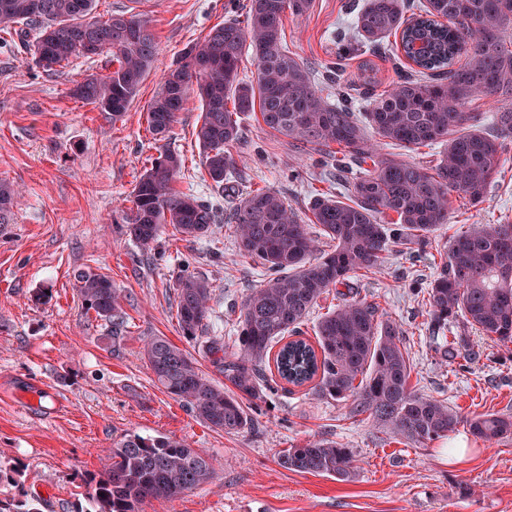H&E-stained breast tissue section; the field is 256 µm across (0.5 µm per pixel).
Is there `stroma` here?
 Wrapping results in <instances>:
<instances>
[{
    "mask_svg": "<svg viewBox=\"0 0 512 512\" xmlns=\"http://www.w3.org/2000/svg\"><path fill=\"white\" fill-rule=\"evenodd\" d=\"M247 3L96 0L98 19L142 13L158 43L134 101L117 119L71 94L88 75L111 72V56L74 58L50 77L35 68L27 44L0 31V183L19 193L12 223L0 224V464L22 471L19 486L5 487V495L37 499L42 512H90L86 477L98 472L122 435L137 433L204 449L216 470L209 482L145 512H512V439L490 444L461 426L415 448L302 387L272 395L255 412L254 429L225 434L155 385L144 358V345L154 336L186 350L212 382L223 384L206 346L212 340L233 345L242 304L264 279L261 267L240 254L230 226L215 225L194 242L167 228L146 252L113 223L161 149L183 160L176 188L226 214L259 188L281 191L302 216L318 194L343 201L350 196L349 181L320 155L298 151L270 132L256 110L235 116L240 177L231 193L217 191L205 172L196 139L202 115L197 96L189 97L165 139L149 132L147 110L163 74L211 27L243 18ZM364 3L315 0L307 16L284 21V44L310 68L323 95L336 93L324 67L342 42L355 40L353 19ZM370 73L381 89L398 80L379 51L349 56L341 82L361 93ZM474 224H512V137L504 142L485 201L474 206L453 199L451 217L434 238L447 246ZM185 261L212 286L207 331L193 341L181 334L172 289ZM81 270L107 274L119 289L127 318L120 340L83 308L76 280ZM435 271L432 255L394 247L378 269L353 284L404 329L414 390L465 415H512V345L452 323L447 338L466 336L480 360L462 368L431 348L420 290ZM317 439L353 450V481L279 465L282 448Z\"/></svg>",
    "mask_w": 512,
    "mask_h": 512,
    "instance_id": "35a3bbf8",
    "label": "stroma"
}]
</instances>
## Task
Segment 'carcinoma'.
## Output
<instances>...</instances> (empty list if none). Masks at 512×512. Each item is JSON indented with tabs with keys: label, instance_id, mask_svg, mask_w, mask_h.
<instances>
[{
	"label": "carcinoma",
	"instance_id": "obj_1",
	"mask_svg": "<svg viewBox=\"0 0 512 512\" xmlns=\"http://www.w3.org/2000/svg\"><path fill=\"white\" fill-rule=\"evenodd\" d=\"M94 5L95 0H0V29L22 23L35 32L32 60L48 75L84 54L86 42L100 40L116 67L86 78L72 94L117 119L152 66L156 37L149 22L135 13L91 19ZM312 7L313 0H249L243 20L212 27L163 75L162 90L147 112L149 128L164 138L194 84L203 104L196 137L218 189L238 173L233 148L240 130L233 115L256 108L272 132L327 156L337 146L339 173L368 160L373 169L353 178L352 203L319 194L307 219L273 189L242 198L225 221L234 225L242 255L261 265L265 279L244 300L234 348L219 343L209 348L229 386L213 383L195 359L163 336L144 347L154 382L184 402L196 419L227 434L251 429L245 403L266 401L281 380L345 403L349 416L366 415L416 448L449 436L460 425L491 443L509 440L511 415L464 416L413 390L403 328L366 299L345 298L324 314L315 326V346L303 338L302 326L322 295L349 286L358 272L378 268L390 247L415 255L427 252L434 231L448 223L452 194L474 205L483 201L498 173L501 139L512 137V42L506 40L512 0H426L409 17L404 0H366L355 20L358 44L379 49L400 35L389 61L396 66L402 57L410 60L422 77L404 74L391 88L366 96L363 122L349 92L337 89L334 101L323 96L309 69L283 44L284 17L302 18ZM246 49L256 62L253 80L240 77ZM477 95L499 103L492 115L493 134L466 111ZM374 139L410 149L442 143L444 150L429 168L378 157ZM181 168L179 155L160 153L137 182L132 206L114 218L144 250L168 226L182 239L194 240L218 223L207 202L175 189ZM14 206L15 192L1 184L0 224L10 223ZM391 212L396 220L387 224ZM311 224L334 242L331 250L321 249ZM77 281L86 310L110 323L112 340L119 339L126 317L112 279L83 271ZM173 288L181 333L194 339L210 317L209 284L185 263ZM422 294L430 340L441 356L453 360L465 348V358L481 357L465 338L450 342L443 336L448 324L459 321L496 342L512 343V224L476 225L453 238ZM271 356L276 380L266 373ZM104 460L101 471L86 480L94 512H142L144 505L172 500L214 475L206 452L165 437L125 435ZM278 462L289 471L342 482L352 481L357 472L353 452L329 440L292 444L279 451ZM0 512L41 509L35 499H0Z\"/></svg>",
	"mask_w": 512,
	"mask_h": 512
}]
</instances>
